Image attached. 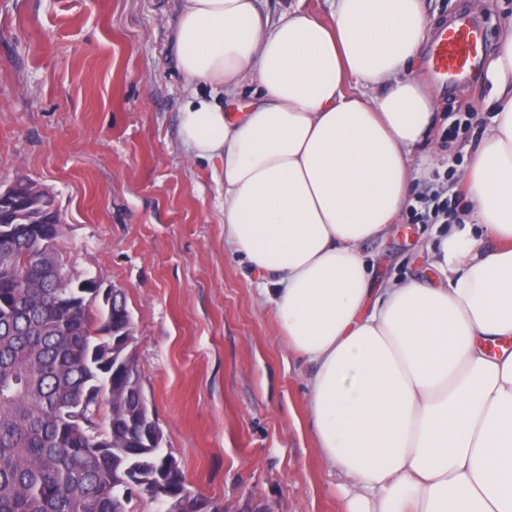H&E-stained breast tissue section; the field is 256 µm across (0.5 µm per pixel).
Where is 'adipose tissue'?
Here are the masks:
<instances>
[{
  "instance_id": "ef3b65f1",
  "label": "adipose tissue",
  "mask_w": 512,
  "mask_h": 512,
  "mask_svg": "<svg viewBox=\"0 0 512 512\" xmlns=\"http://www.w3.org/2000/svg\"><path fill=\"white\" fill-rule=\"evenodd\" d=\"M331 22L258 0H182L178 65L236 98H195L187 147L219 160L224 243L258 273L312 366L308 415L349 512H512V33L488 75L492 125L460 175L446 285L370 286L361 252L392 234L439 121L414 73L424 0H331Z\"/></svg>"
}]
</instances>
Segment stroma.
Masks as SVG:
<instances>
[{
  "instance_id": "stroma-1",
  "label": "stroma",
  "mask_w": 512,
  "mask_h": 512,
  "mask_svg": "<svg viewBox=\"0 0 512 512\" xmlns=\"http://www.w3.org/2000/svg\"><path fill=\"white\" fill-rule=\"evenodd\" d=\"M431 24L465 14L493 40L512 0H425ZM180 0H0V181L25 175L54 194L71 272L123 289L143 390L188 488L224 512H346V482L317 451L308 367L289 348L257 277L224 245L219 164L182 136L193 95L222 98L178 68ZM488 75L437 90V161L392 235L363 255L374 286L443 283L436 265L454 225L425 218L442 193L459 207L458 173L491 123Z\"/></svg>"
}]
</instances>
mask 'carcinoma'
<instances>
[{
    "label": "carcinoma",
    "mask_w": 512,
    "mask_h": 512,
    "mask_svg": "<svg viewBox=\"0 0 512 512\" xmlns=\"http://www.w3.org/2000/svg\"><path fill=\"white\" fill-rule=\"evenodd\" d=\"M38 212L57 223H0L15 245L10 266L0 264V512H115L135 496L166 512V495L179 512H224L182 496L177 460L141 447L130 417L144 392L112 343L125 300L75 289L84 279L62 275L51 193L38 195Z\"/></svg>",
    "instance_id": "cac0c4a2"
}]
</instances>
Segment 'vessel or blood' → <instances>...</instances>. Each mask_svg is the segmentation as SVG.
<instances>
[{
  "label": "vessel or blood",
  "instance_id": "vessel-or-blood-1",
  "mask_svg": "<svg viewBox=\"0 0 512 512\" xmlns=\"http://www.w3.org/2000/svg\"><path fill=\"white\" fill-rule=\"evenodd\" d=\"M487 47L486 31L467 17L438 31L427 57L436 85L450 87L476 73Z\"/></svg>",
  "mask_w": 512,
  "mask_h": 512
}]
</instances>
